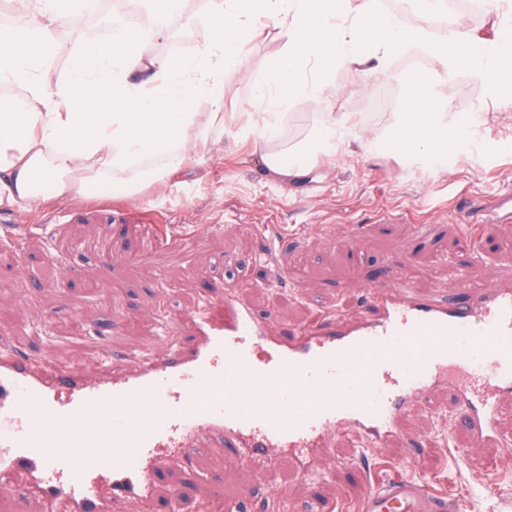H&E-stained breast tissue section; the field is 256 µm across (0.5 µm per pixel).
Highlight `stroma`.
<instances>
[{
    "instance_id": "1",
    "label": "stroma",
    "mask_w": 512,
    "mask_h": 512,
    "mask_svg": "<svg viewBox=\"0 0 512 512\" xmlns=\"http://www.w3.org/2000/svg\"><path fill=\"white\" fill-rule=\"evenodd\" d=\"M207 0H194L195 22L178 40H147L152 56L192 54L208 41ZM368 77L346 67L326 79L323 96L297 100L281 142H301L320 113L357 116L376 150L353 147L320 159L312 174L283 183L268 174L249 141L226 133L202 160L184 167L164 192L132 200L74 197L57 204L0 207V344L32 350L57 371L85 372L101 350H163L162 325H177L193 308L237 287L280 328L316 317L348 318L374 282L408 277L420 293L459 288L454 271L466 267L472 290L512 287V222L486 207L512 191V90L502 102L486 98L468 72L448 82L434 62ZM428 81L445 116L476 108L489 121L472 136L492 149L475 157L470 145L450 149L442 167L424 171L388 140L408 96ZM481 219L466 251L456 206ZM434 227L417 242L412 220ZM195 233L198 243H186ZM274 242L282 279L274 283L258 261ZM453 404L440 391L399 423L386 447L357 455L349 437L327 450V470L314 478L281 456L270 473L251 470L218 444L197 449L192 469H166L152 502L116 504L114 512H217L224 502H247L253 512H310L312 500L359 512L365 483L415 479L447 497L454 512H512V450L470 447L453 428ZM469 456H461L462 448ZM489 467L477 473L471 458Z\"/></svg>"
}]
</instances>
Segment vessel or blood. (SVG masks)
I'll use <instances>...</instances> for the list:
<instances>
[{
	"instance_id": "b4317fda",
	"label": "vessel or blood",
	"mask_w": 512,
	"mask_h": 512,
	"mask_svg": "<svg viewBox=\"0 0 512 512\" xmlns=\"http://www.w3.org/2000/svg\"><path fill=\"white\" fill-rule=\"evenodd\" d=\"M225 323L187 314L179 338L80 376L0 356V491L24 486L45 512H112L145 499L164 469L216 441L265 467L288 453L323 463L337 430L379 447L401 417L447 389L470 441L497 445L512 390V289L423 297L404 280L372 287L357 321L278 332L235 290ZM363 512H449L412 479L370 486Z\"/></svg>"
}]
</instances>
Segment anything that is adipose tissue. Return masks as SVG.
I'll return each mask as SVG.
<instances>
[{"label":"adipose tissue","mask_w":512,"mask_h":512,"mask_svg":"<svg viewBox=\"0 0 512 512\" xmlns=\"http://www.w3.org/2000/svg\"><path fill=\"white\" fill-rule=\"evenodd\" d=\"M15 20L0 25V86L17 96L0 99V205L58 202L92 193L125 199L144 188L163 190L183 165L209 152L224 132V88L247 82L253 107L233 125L252 137L267 170L288 182L310 175L311 155L335 156L355 137L352 119L325 113L308 138L275 148L280 121L296 99L315 101L324 78L345 66L369 75L412 44L444 71L465 70L500 98L512 73V9L498 17L493 39L476 40L463 25L448 37L383 12L379 0H209L212 40L189 56L148 57L146 37L170 35L183 20V0H140L152 22L114 25L103 39L74 49L66 79L46 92L41 73L55 50L54 35L74 16L93 13L98 0H18ZM280 28L284 43L265 67L246 63L245 43L257 20ZM209 111H195L198 100ZM485 113L446 118L429 84L409 98L392 137L410 153L443 155L484 123Z\"/></svg>","instance_id":"ef3b65f1"}]
</instances>
